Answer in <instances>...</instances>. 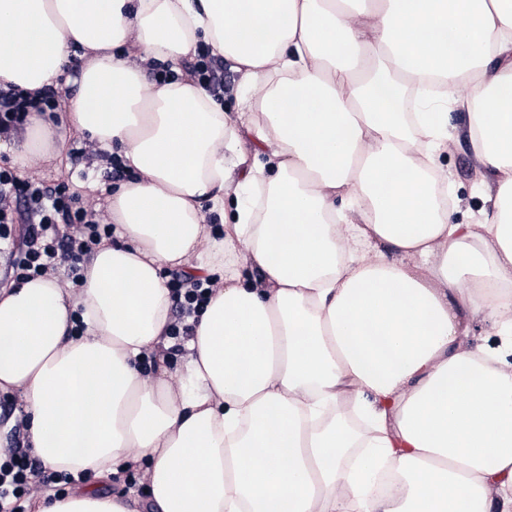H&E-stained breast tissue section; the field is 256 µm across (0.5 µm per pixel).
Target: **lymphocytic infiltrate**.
Segmentation results:
<instances>
[{"mask_svg":"<svg viewBox=\"0 0 512 512\" xmlns=\"http://www.w3.org/2000/svg\"><path fill=\"white\" fill-rule=\"evenodd\" d=\"M56 87L31 95L21 90L0 88V143H16L24 134L29 110L52 112L61 105ZM76 160L102 162L104 170L96 189L80 190L61 176L46 179L40 169L19 176L14 168L0 166V243L7 244V277L27 281L66 267L73 286H81L84 263L96 246L111 240L113 225L104 210L103 199L113 182L128 172L121 161L89 139L72 147ZM176 315L168 335L177 342L193 336L194 318L203 311L219 286L217 279L200 278L185 271L168 274ZM0 462V512H19L18 501L31 492L30 479L38 475L45 488L70 483L67 473L45 472L28 441L14 440Z\"/></svg>","mask_w":512,"mask_h":512,"instance_id":"1","label":"lymphocytic infiltrate"}]
</instances>
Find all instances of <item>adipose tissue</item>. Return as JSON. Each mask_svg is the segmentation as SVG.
<instances>
[{
  "instance_id": "1",
  "label": "adipose tissue",
  "mask_w": 512,
  "mask_h": 512,
  "mask_svg": "<svg viewBox=\"0 0 512 512\" xmlns=\"http://www.w3.org/2000/svg\"><path fill=\"white\" fill-rule=\"evenodd\" d=\"M202 44L252 91L235 122L182 72ZM71 55L68 122L131 178L81 287H0V392L21 397L45 470L145 469L151 512H497L512 365L461 338L491 316L512 339V0H0V85L37 93ZM158 61L172 80L146 77ZM462 101L498 177L473 224L437 200ZM63 148L33 112L14 163ZM230 153L257 154L261 203ZM193 256L221 286L173 373L161 272ZM139 505L91 485L26 502Z\"/></svg>"
}]
</instances>
